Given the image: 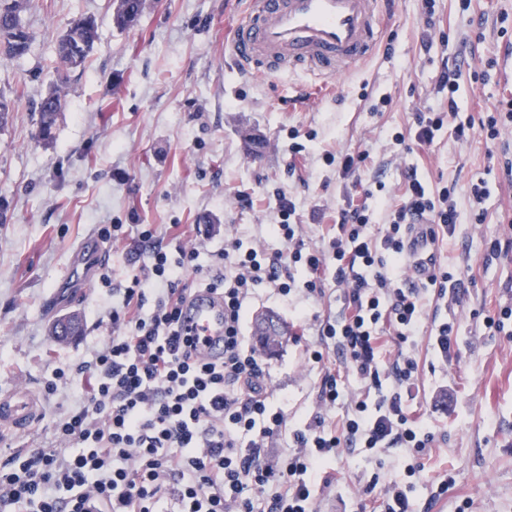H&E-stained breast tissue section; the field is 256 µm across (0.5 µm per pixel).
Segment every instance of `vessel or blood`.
I'll list each match as a JSON object with an SVG mask.
<instances>
[{
    "label": "vessel or blood",
    "mask_w": 512,
    "mask_h": 512,
    "mask_svg": "<svg viewBox=\"0 0 512 512\" xmlns=\"http://www.w3.org/2000/svg\"><path fill=\"white\" fill-rule=\"evenodd\" d=\"M379 0H246V10L226 44L237 71L246 76L302 69L331 78L365 61L381 33ZM109 257L95 238L73 252L68 284L85 290ZM183 320L207 355L224 354V308L213 296L195 292ZM36 397L0 393V426L26 431L39 417Z\"/></svg>",
    "instance_id": "b4317fda"
}]
</instances>
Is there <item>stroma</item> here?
Returning a JSON list of instances; mask_svg holds the SVG:
<instances>
[{
	"instance_id": "stroma-1",
	"label": "stroma",
	"mask_w": 512,
	"mask_h": 512,
	"mask_svg": "<svg viewBox=\"0 0 512 512\" xmlns=\"http://www.w3.org/2000/svg\"><path fill=\"white\" fill-rule=\"evenodd\" d=\"M435 0L436 37L423 50L422 0H392L380 46L363 64L329 82L296 70L243 78L224 60V45L246 8L245 0H145L138 25L112 22L114 0H28L24 21L34 36L27 55L0 62V90L21 88L22 99L0 127V391H31L41 417L16 446L40 448L50 426L81 400L73 387L46 395L43 383L59 364L89 357L112 334L107 310L112 291L150 263L131 237L108 240V284L93 281L82 298L65 286L75 248L104 224H149L158 240L175 231L197 232L201 265L224 246L225 236L281 242L271 232L276 199H295L305 241L320 245L354 180H383V204L403 192V173L417 167L431 188L456 184L461 213L456 238L440 245L438 260L464 283L459 304L433 300L428 323L413 341L387 350L413 353L420 383L407 410L434 435L422 456L424 476L409 495V512H512V335L485 329L486 315L512 305V252L485 262L488 238L512 239L503 217L512 214V184L504 158H512V131L496 143L475 138L459 145L443 130L426 149L405 151L392 142L415 114L439 108L437 80L445 59L484 70V83L464 82L462 116H476L512 95V63L497 36L512 0ZM97 23L98 38L84 70L65 87L68 105L55 139L36 136V108L52 88L59 32L76 16ZM380 112H372V105ZM307 134L306 157L288 154V130ZM368 151L356 179L327 164L325 152ZM487 180L486 221L472 224L465 190ZM248 196L250 206L240 205ZM334 298L283 300L259 288L247 317L271 312L288 325V339L266 356L270 402L303 428L317 411L322 371L304 351L318 347L320 324L338 314ZM69 313L83 321L67 342L50 334ZM453 322L452 358L436 354L434 323ZM406 448H340L315 477L316 512H380L389 481L407 482ZM447 491L438 492L442 479Z\"/></svg>"
}]
</instances>
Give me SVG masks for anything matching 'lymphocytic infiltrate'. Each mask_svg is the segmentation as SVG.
<instances>
[{
  "mask_svg": "<svg viewBox=\"0 0 512 512\" xmlns=\"http://www.w3.org/2000/svg\"><path fill=\"white\" fill-rule=\"evenodd\" d=\"M461 66L443 69L439 89L445 109L417 112L409 132H395L398 146H430L443 128L456 142L475 136L494 141L512 128V96L502 98L480 119L458 117ZM471 81L482 73L467 74ZM404 193L386 222L375 224L373 190L346 197L322 246L303 238L290 198L277 199L275 231L284 250L244 244L225 236L209 266L198 262L201 245L178 240L174 251L155 246L153 229L137 231L138 246L150 247L147 273L129 277L122 299L108 313L112 334L90 358L54 369L45 394L79 385L84 403L54 422L50 448H13L0 454V512H314L309 474L340 446L410 448L423 454L434 436L405 410L401 393L418 380L409 354L385 359L386 336L411 341L424 324L428 296L458 301L463 283L453 269L436 265L427 280L403 279L414 232L432 242L453 237L459 220L455 186L430 190L416 168L403 174ZM304 279H296V270ZM193 286H185L187 274ZM224 302V358L192 355V341L180 330L181 307L193 288ZM281 297L302 291L324 297L336 289L339 317L320 326L319 348L306 350L322 368L319 413L304 428L288 430L282 411L272 409L264 388V355L246 345L243 324L247 299L257 288ZM377 387L389 376L396 392L374 403L351 401L342 424L328 420L342 389L334 369ZM291 433L278 463L267 461L269 440Z\"/></svg>",
  "mask_w": 512,
  "mask_h": 512,
  "instance_id": "obj_1",
  "label": "lymphocytic infiltrate"
}]
</instances>
